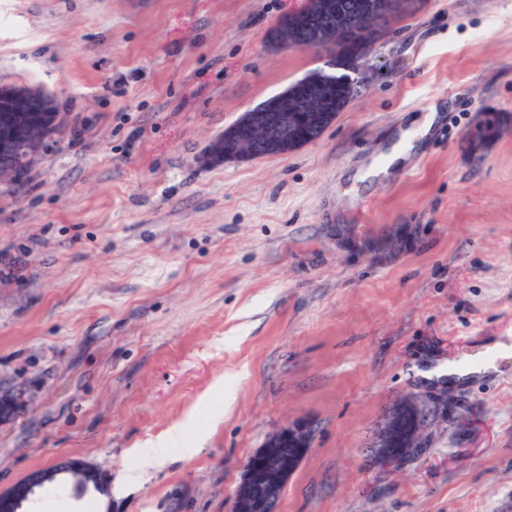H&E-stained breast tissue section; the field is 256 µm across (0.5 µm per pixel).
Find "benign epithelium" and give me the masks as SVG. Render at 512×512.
<instances>
[{
  "label": "benign epithelium",
  "mask_w": 512,
  "mask_h": 512,
  "mask_svg": "<svg viewBox=\"0 0 512 512\" xmlns=\"http://www.w3.org/2000/svg\"><path fill=\"white\" fill-rule=\"evenodd\" d=\"M316 15L322 23L312 28L299 47L317 50L338 42L348 44L370 39L380 19L389 8L388 0H356L344 9L336 0H317ZM341 80L350 86L362 82V70L356 68L343 74L335 69L307 78L295 88L266 100L245 113L225 135L211 145L207 159H242L282 156L293 146L311 143L310 133L324 124L327 113L313 108L314 98L304 91L312 83ZM46 111L40 98L23 91L10 93L0 101V183H16L18 171L29 170L39 156L54 142L60 126V114L43 115ZM237 142V151L223 153L224 138ZM429 397L407 402L406 408L413 429H421L432 410ZM20 406L15 395L0 391V423L11 420ZM415 444L388 417L375 443L377 458L393 463L409 452ZM313 448V435L305 422H290L274 433L266 443L249 454L244 462L242 478L233 499L232 512H277L282 489ZM74 475L80 479L76 491L101 488L106 474L95 465L80 459L60 461L38 469L23 481L0 489V512H22L23 506L38 491L55 484L60 477Z\"/></svg>",
  "instance_id": "1"
}]
</instances>
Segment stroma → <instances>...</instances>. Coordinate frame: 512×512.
I'll return each instance as SVG.
<instances>
[{
  "mask_svg": "<svg viewBox=\"0 0 512 512\" xmlns=\"http://www.w3.org/2000/svg\"><path fill=\"white\" fill-rule=\"evenodd\" d=\"M302 0H0V84L59 135L0 184V488L75 457L110 491L25 512H231L249 453L313 448L277 512H512V0H415L351 105L288 155L208 162L245 112L325 67L269 32ZM409 160L361 178L412 118ZM434 413L399 461L392 409ZM184 424V443L151 445ZM497 360V354H492L488 357L471 360L469 358H461L457 360L455 363L450 364L448 366V371L452 372H463L467 375L481 373L482 371H486L492 368L495 365V361ZM433 401L430 397L420 396L417 399L407 402L408 415L415 430V437L419 433L426 417L432 410ZM415 447L414 441L411 444L406 442L405 436L394 423L392 414L388 417L383 431L380 436H378L373 446V448H377V458L387 463L395 462L398 458Z\"/></svg>",
  "mask_w": 512,
  "mask_h": 512,
  "instance_id": "stroma-1",
  "label": "stroma"
}]
</instances>
